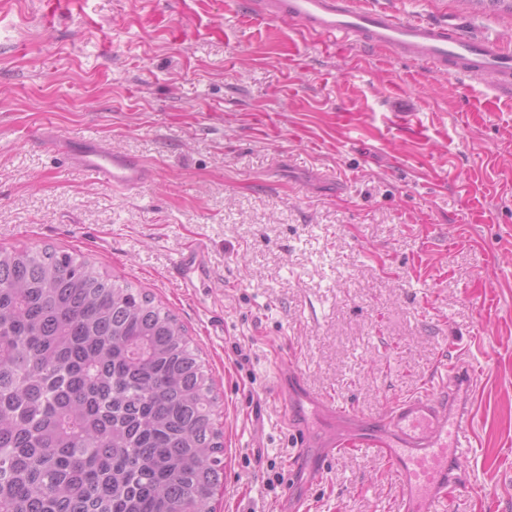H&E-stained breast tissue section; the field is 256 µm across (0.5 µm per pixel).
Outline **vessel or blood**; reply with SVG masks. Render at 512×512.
Instances as JSON below:
<instances>
[{"instance_id": "vessel-or-blood-1", "label": "vessel or blood", "mask_w": 512, "mask_h": 512, "mask_svg": "<svg viewBox=\"0 0 512 512\" xmlns=\"http://www.w3.org/2000/svg\"><path fill=\"white\" fill-rule=\"evenodd\" d=\"M238 6L250 22H289L333 43L360 38L440 72L478 80L494 76L498 88L512 92V53L469 34L460 22L403 20L387 8L358 0H239ZM64 155L70 168L113 190H137L154 176L145 160L91 139L68 144ZM279 371L290 377L285 396L289 409L317 421L351 425L337 451L368 448L386 458L401 488L393 512H448L459 495L477 493L470 467L474 410L467 399L488 375L482 365L458 358L442 366L434 388L397 398L370 417L310 391L295 360Z\"/></svg>"}]
</instances>
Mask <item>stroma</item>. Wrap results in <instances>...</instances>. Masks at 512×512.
I'll return each mask as SVG.
<instances>
[{
	"instance_id": "stroma-1",
	"label": "stroma",
	"mask_w": 512,
	"mask_h": 512,
	"mask_svg": "<svg viewBox=\"0 0 512 512\" xmlns=\"http://www.w3.org/2000/svg\"><path fill=\"white\" fill-rule=\"evenodd\" d=\"M238 0H0V248L51 246L132 282L185 325L218 397L214 512H285L296 451L275 371L366 415L469 352L491 377L471 468L512 512V100ZM458 18L512 51V9L368 0ZM49 125L149 161L113 193L28 139ZM204 251L194 287L173 273ZM385 458L332 457L308 512H391Z\"/></svg>"
}]
</instances>
